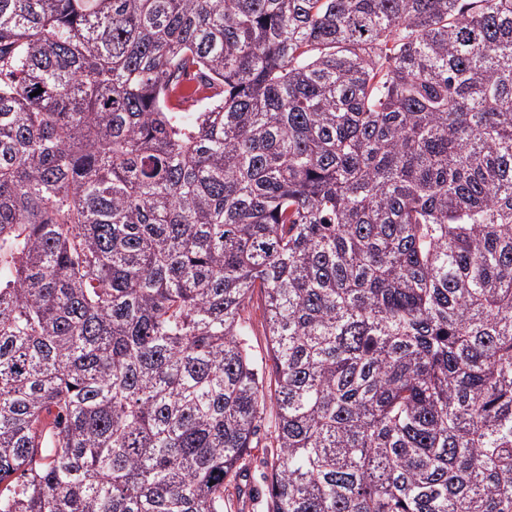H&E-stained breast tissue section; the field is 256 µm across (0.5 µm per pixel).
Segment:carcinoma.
Here are the masks:
<instances>
[{
	"label": "carcinoma",
	"mask_w": 512,
	"mask_h": 512,
	"mask_svg": "<svg viewBox=\"0 0 512 512\" xmlns=\"http://www.w3.org/2000/svg\"><path fill=\"white\" fill-rule=\"evenodd\" d=\"M269 399L268 512H512V0H0V512H227ZM245 317L250 319L249 321L254 331L252 340L253 353L260 367L263 360L264 367L266 358L265 320L263 316L262 302L257 293L255 294L252 303L248 307L247 312H245Z\"/></svg>",
	"instance_id": "carcinoma-1"
}]
</instances>
